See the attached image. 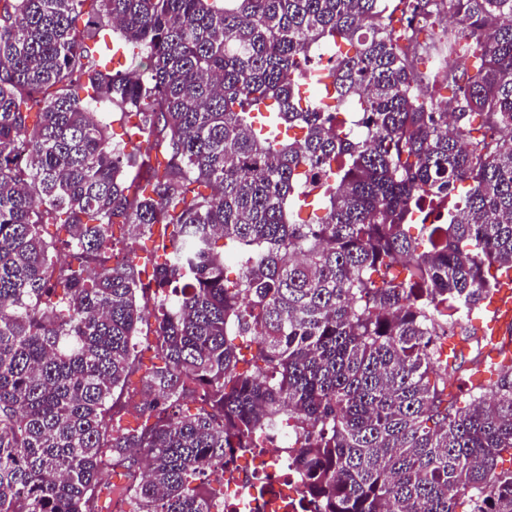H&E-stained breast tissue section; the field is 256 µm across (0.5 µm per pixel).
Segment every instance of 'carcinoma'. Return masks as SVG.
Listing matches in <instances>:
<instances>
[{"label": "carcinoma", "instance_id": "cac0c4a2", "mask_svg": "<svg viewBox=\"0 0 512 512\" xmlns=\"http://www.w3.org/2000/svg\"><path fill=\"white\" fill-rule=\"evenodd\" d=\"M115 224L164 262L112 264ZM503 276L512 0H0V512H97L107 465L129 512H212L288 422L308 512H512V354L471 321ZM151 326L143 325L141 330V341L138 345V358L142 362L143 367H150L152 364H159L160 361L156 358L155 350L152 348L151 344L153 341V329H154V319H150Z\"/></svg>", "mask_w": 512, "mask_h": 512}]
</instances>
